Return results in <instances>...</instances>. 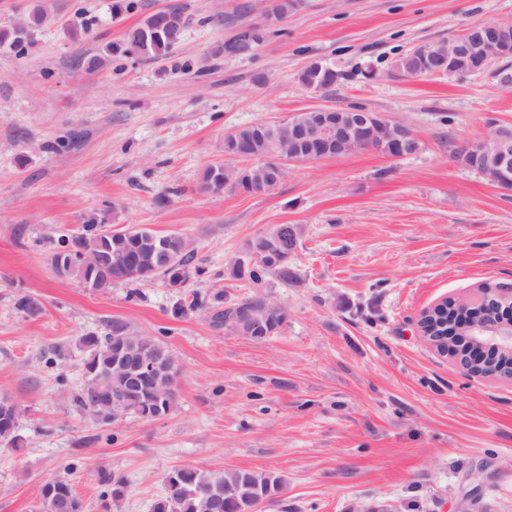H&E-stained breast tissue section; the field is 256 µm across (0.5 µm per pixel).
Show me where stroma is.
Listing matches in <instances>:
<instances>
[{
    "label": "stroma",
    "instance_id": "1",
    "mask_svg": "<svg viewBox=\"0 0 512 512\" xmlns=\"http://www.w3.org/2000/svg\"><path fill=\"white\" fill-rule=\"evenodd\" d=\"M51 2L27 55L0 50V397L21 412L18 447L0 446V512H32L57 476L85 512H152L166 474L184 466L282 476L264 512H455L480 468L474 512H512V384L465 376L416 332L423 309L512 283V197L451 154L512 125V87L499 60L466 76L392 70L470 24L512 22V0H301L236 56L221 54L225 38L262 23L243 0H135L117 17L112 0ZM175 3L191 22L167 57L75 65ZM217 12L231 24H210ZM315 59L346 73L332 93L298 83ZM350 105L404 124L419 151L294 162L260 194L199 190L202 169L224 159L225 133ZM92 217L186 234L202 275L105 291L58 279L54 242ZM278 224L301 231L295 280L233 278L249 241ZM256 291L285 305L279 334L255 341L211 325L212 309ZM25 294L42 302L40 318L15 308ZM192 296L202 309L174 317ZM114 320L163 341L180 365L165 417L101 426L74 406L78 341ZM105 472L123 478L120 498Z\"/></svg>",
    "mask_w": 512,
    "mask_h": 512
}]
</instances>
